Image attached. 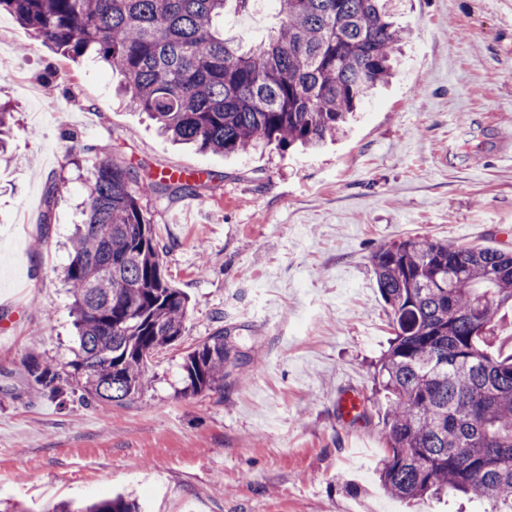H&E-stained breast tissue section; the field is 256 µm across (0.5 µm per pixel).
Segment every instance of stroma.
Here are the masks:
<instances>
[{
	"instance_id": "1",
	"label": "stroma",
	"mask_w": 512,
	"mask_h": 512,
	"mask_svg": "<svg viewBox=\"0 0 512 512\" xmlns=\"http://www.w3.org/2000/svg\"><path fill=\"white\" fill-rule=\"evenodd\" d=\"M402 63L350 133L316 153H202L172 144L117 98L121 77L71 61L0 14V501L44 512L129 493L145 512H484L474 498L409 504L379 487L387 453L373 363L393 330L369 255L428 236L512 249V0H396ZM268 0L224 14L252 46ZM52 81L30 102L17 77ZM137 182L205 173L192 194H143L167 278L189 297L185 332L123 406L32 392L23 361L75 357L62 281L100 158ZM67 190L54 211L52 181ZM223 329L251 375L184 394L185 354ZM354 392L357 420L338 400ZM353 490H345V483Z\"/></svg>"
}]
</instances>
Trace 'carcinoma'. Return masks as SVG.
<instances>
[{"instance_id": "1", "label": "carcinoma", "mask_w": 512, "mask_h": 512, "mask_svg": "<svg viewBox=\"0 0 512 512\" xmlns=\"http://www.w3.org/2000/svg\"><path fill=\"white\" fill-rule=\"evenodd\" d=\"M253 2L0 0V13L72 61L91 52L119 71L129 104L175 142L215 154L314 150L390 77L404 36L392 0H271L278 25L245 51L220 21L229 4L247 12ZM11 119L0 106V153ZM201 180L161 175L136 189L129 168L110 157L95 164L63 269L79 348L64 366L28 357L29 386L116 405L141 392L151 357L183 335L189 300L163 272L140 196L190 192ZM63 188L49 185L44 221ZM369 263L395 330L374 366L387 403L381 488L404 500L472 493L491 512H512V354H501L492 324L512 307V252L408 237L376 248ZM230 365L221 328L184 356V394L224 387ZM45 512L140 506L118 494Z\"/></svg>"}]
</instances>
